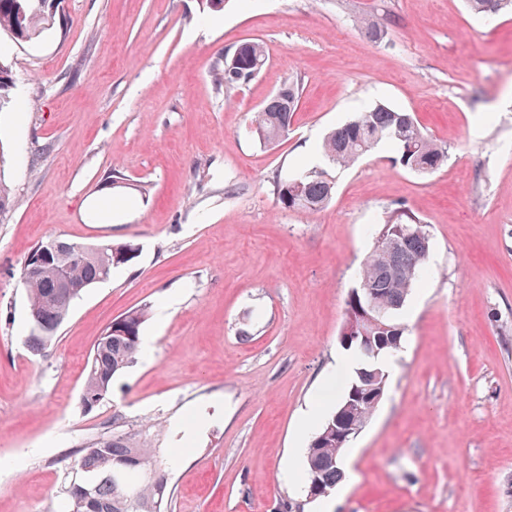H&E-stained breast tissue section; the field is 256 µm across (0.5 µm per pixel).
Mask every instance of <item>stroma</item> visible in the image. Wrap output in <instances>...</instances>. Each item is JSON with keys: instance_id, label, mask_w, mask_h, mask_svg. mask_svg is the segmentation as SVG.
<instances>
[{"instance_id": "obj_1", "label": "stroma", "mask_w": 512, "mask_h": 512, "mask_svg": "<svg viewBox=\"0 0 512 512\" xmlns=\"http://www.w3.org/2000/svg\"><path fill=\"white\" fill-rule=\"evenodd\" d=\"M64 24L0 37L16 85L0 112V512H62L66 465L87 442L136 435L167 461L168 512H278L304 499L298 421L345 351L346 299L381 214L428 225L398 370L349 444L332 512H512V15L465 0H64ZM370 14L374 41L355 20ZM259 39L261 72L232 91L211 70ZM302 96L263 148L250 117L285 81ZM387 104L445 146L429 175L382 146L329 169V128ZM330 170L332 203L282 209L277 178ZM125 178L113 187L111 174ZM149 185L140 195L138 185ZM134 241L41 352L25 343L19 273L36 241ZM149 317L151 358L84 412L92 347L118 315ZM208 426L183 438L176 423Z\"/></svg>"}]
</instances>
